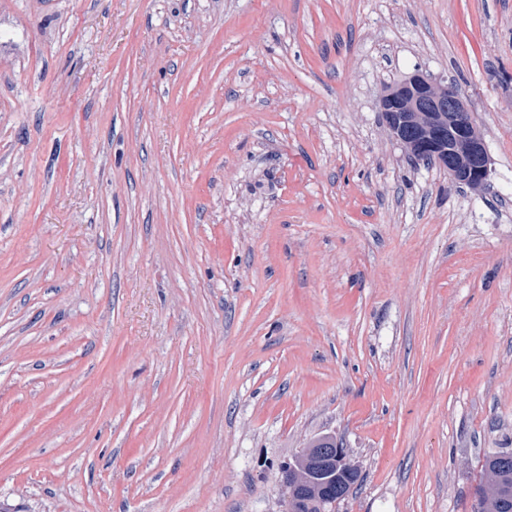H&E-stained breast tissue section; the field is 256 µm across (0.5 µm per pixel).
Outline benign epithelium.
<instances>
[{"label":"benign epithelium","mask_w":512,"mask_h":512,"mask_svg":"<svg viewBox=\"0 0 512 512\" xmlns=\"http://www.w3.org/2000/svg\"><path fill=\"white\" fill-rule=\"evenodd\" d=\"M388 135L409 146L417 155L437 157L452 179L463 185L485 187L492 169L482 136L466 100L452 81L441 83L416 72L379 101ZM287 498L283 512H293L298 496L324 497L323 512H336L349 490L328 495L310 482L305 470L288 463L281 469Z\"/></svg>","instance_id":"benign-epithelium-1"}]
</instances>
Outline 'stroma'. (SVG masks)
<instances>
[{
	"mask_svg": "<svg viewBox=\"0 0 512 512\" xmlns=\"http://www.w3.org/2000/svg\"><path fill=\"white\" fill-rule=\"evenodd\" d=\"M455 80L474 191L379 99ZM475 512L512 450V0H0V507ZM313 448V449H312ZM320 448H334L336 451V467L341 465H354L347 452L346 448H343L342 445L338 443L336 446V441L332 438H319L310 443V445L305 449L304 452H308L312 449L310 456L308 459H301V465L308 470H312L316 464L317 457L320 453ZM283 484L287 489V498L283 512H292L293 504L297 497L301 495L296 504L297 512H321V504L314 496H323L326 500L323 503V511L335 512L337 505L343 501L349 494L350 489L336 493V484L334 495H328L323 492V488L310 482L304 469L296 468L294 464L288 462L281 469ZM307 494V495H302ZM311 494V495H308ZM314 495V496H313Z\"/></svg>",
	"mask_w": 512,
	"mask_h": 512,
	"instance_id": "1",
	"label": "stroma"
}]
</instances>
